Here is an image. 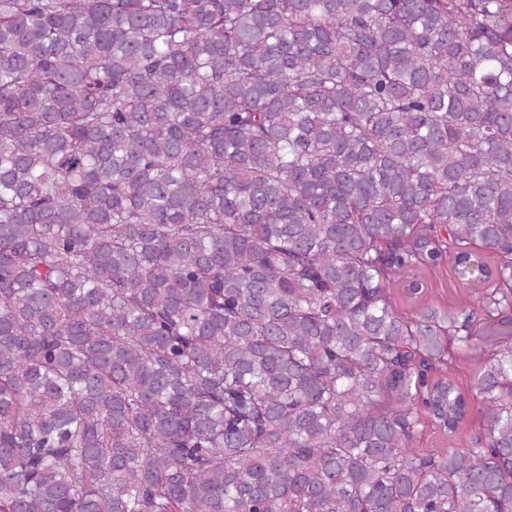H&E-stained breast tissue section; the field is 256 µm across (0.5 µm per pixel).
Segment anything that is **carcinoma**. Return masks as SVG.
Masks as SVG:
<instances>
[{
	"mask_svg": "<svg viewBox=\"0 0 512 512\" xmlns=\"http://www.w3.org/2000/svg\"><path fill=\"white\" fill-rule=\"evenodd\" d=\"M0 512H512V0H0ZM450 266L451 259H448L440 267L426 273L429 303L448 308L449 304L463 294V289L455 287L450 278Z\"/></svg>",
	"mask_w": 512,
	"mask_h": 512,
	"instance_id": "obj_1",
	"label": "carcinoma"
}]
</instances>
